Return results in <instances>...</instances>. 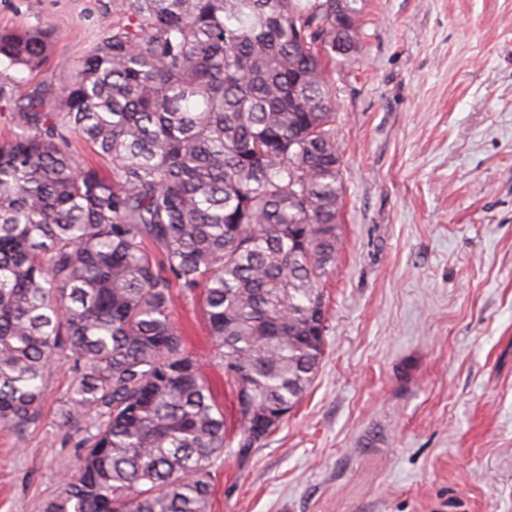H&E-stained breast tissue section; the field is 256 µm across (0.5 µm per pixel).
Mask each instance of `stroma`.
I'll return each instance as SVG.
<instances>
[{
  "label": "stroma",
  "instance_id": "stroma-1",
  "mask_svg": "<svg viewBox=\"0 0 512 512\" xmlns=\"http://www.w3.org/2000/svg\"><path fill=\"white\" fill-rule=\"evenodd\" d=\"M112 0H0L47 28L33 82L58 84L118 23ZM330 72L345 188L325 283V354L279 428L213 468L210 512H512V0H364ZM173 319L228 431L234 395L197 302ZM52 368L37 415L0 429V512H42L74 468Z\"/></svg>",
  "mask_w": 512,
  "mask_h": 512
}]
</instances>
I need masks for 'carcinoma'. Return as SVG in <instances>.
I'll list each match as a JSON object with an SVG mask.
<instances>
[{"mask_svg": "<svg viewBox=\"0 0 512 512\" xmlns=\"http://www.w3.org/2000/svg\"><path fill=\"white\" fill-rule=\"evenodd\" d=\"M113 7L125 23L57 88L6 100L0 427L35 416L64 358L61 414L83 453L44 512H209L214 461L294 409L324 355L344 196L329 69L357 54L362 7ZM49 43L0 30V72L29 80ZM74 136L104 170L77 163ZM176 290L202 297L212 358L250 376L231 435L173 321Z\"/></svg>", "mask_w": 512, "mask_h": 512, "instance_id": "cac0c4a2", "label": "carcinoma"}]
</instances>
